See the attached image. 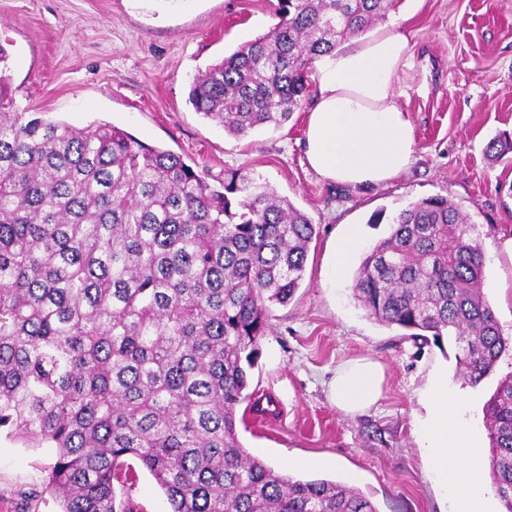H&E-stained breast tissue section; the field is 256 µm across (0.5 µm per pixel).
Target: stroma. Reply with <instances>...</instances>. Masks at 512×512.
Listing matches in <instances>:
<instances>
[{
    "label": "stroma",
    "mask_w": 512,
    "mask_h": 512,
    "mask_svg": "<svg viewBox=\"0 0 512 512\" xmlns=\"http://www.w3.org/2000/svg\"><path fill=\"white\" fill-rule=\"evenodd\" d=\"M277 0H0V41L21 108L83 127L107 122L183 157L210 184L225 171L274 189L316 226L304 280L288 305L274 306L271 328L250 372L253 400L270 414L238 425L245 448L297 477L335 480L368 498L377 512H451L431 479L415 437L432 373L461 399L464 420L482 426L483 406L512 372L503 357L478 385L456 376V349L423 346L371 318L350 283L328 278V248L357 225L362 251L390 232L393 218L424 197L444 196L467 214L486 257L483 292L504 335L512 334V163L487 160L498 132H512V0H402L385 29L408 33L409 63L396 102L415 127L413 162L392 182L367 189L325 181L304 155L306 113L280 129L236 138L194 111L193 76L267 34ZM369 356L385 368L382 399L349 416L332 404L336 367ZM53 461L0 434V512H21V494ZM124 504L130 512H169L163 491L142 467Z\"/></svg>",
    "instance_id": "35a3bbf8"
}]
</instances>
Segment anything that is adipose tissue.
Wrapping results in <instances>:
<instances>
[{
	"instance_id": "ef3b65f1",
	"label": "adipose tissue",
	"mask_w": 512,
	"mask_h": 512,
	"mask_svg": "<svg viewBox=\"0 0 512 512\" xmlns=\"http://www.w3.org/2000/svg\"><path fill=\"white\" fill-rule=\"evenodd\" d=\"M410 39L387 30L354 39L316 63V100L307 114L305 157L320 177L352 187L384 185L410 166L414 125L395 103V79L407 64ZM382 367L366 358L337 367L329 392L337 408L355 414L382 395ZM417 441L453 512H487L490 485L479 431L460 421L459 399L436 377L425 394Z\"/></svg>"
}]
</instances>
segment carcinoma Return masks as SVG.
Instances as JSON below:
<instances>
[{
	"label": "carcinoma",
	"mask_w": 512,
	"mask_h": 512,
	"mask_svg": "<svg viewBox=\"0 0 512 512\" xmlns=\"http://www.w3.org/2000/svg\"><path fill=\"white\" fill-rule=\"evenodd\" d=\"M402 0H277L269 33L192 79L195 111L245 137L301 108L321 56ZM0 43V431L55 459L22 512H120L136 458L170 512H377L359 491L279 472L238 438L237 407L272 307L304 280L316 227L240 172L219 186L104 122L22 112ZM509 158L512 135L486 147ZM475 225L445 197L402 210L362 259L353 298L415 342L459 349L471 385L508 350L482 292ZM490 477L512 512V373L485 406Z\"/></svg>",
	"instance_id": "cac0c4a2"
}]
</instances>
